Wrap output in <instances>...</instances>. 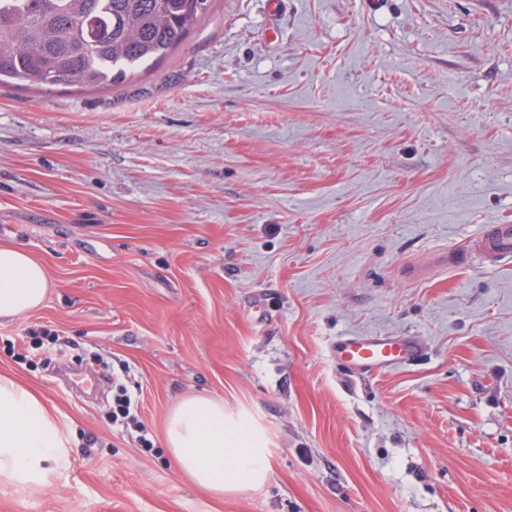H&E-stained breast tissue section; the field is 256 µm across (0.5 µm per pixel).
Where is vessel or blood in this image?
<instances>
[{"label": "vessel or blood", "mask_w": 512, "mask_h": 512, "mask_svg": "<svg viewBox=\"0 0 512 512\" xmlns=\"http://www.w3.org/2000/svg\"><path fill=\"white\" fill-rule=\"evenodd\" d=\"M466 251L478 255L490 267L512 259V223L487 225L468 241ZM421 350L414 336H345L333 344L330 356L360 378L377 369L415 361Z\"/></svg>", "instance_id": "b4317fda"}]
</instances>
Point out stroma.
I'll return each instance as SVG.
<instances>
[{
	"label": "stroma",
	"mask_w": 512,
	"mask_h": 512,
	"mask_svg": "<svg viewBox=\"0 0 512 512\" xmlns=\"http://www.w3.org/2000/svg\"><path fill=\"white\" fill-rule=\"evenodd\" d=\"M101 88L0 86V246L51 288L0 374L70 426V465L0 512H512V0H209ZM423 355L347 389L341 336ZM152 447L113 421L119 387ZM202 394L265 433L224 496L165 448ZM465 254L478 255L487 266L495 267L512 257V224H488L478 235L471 238Z\"/></svg>",
	"instance_id": "1"
}]
</instances>
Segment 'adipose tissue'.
<instances>
[{"label":"adipose tissue","mask_w":512,"mask_h":512,"mask_svg":"<svg viewBox=\"0 0 512 512\" xmlns=\"http://www.w3.org/2000/svg\"><path fill=\"white\" fill-rule=\"evenodd\" d=\"M49 290L44 264L25 249L0 247V319L41 306ZM164 443L181 470L201 489L236 493L262 485L270 466L263 434L248 417L225 415L207 396L183 399L170 412ZM70 436L28 387L0 376V486L38 489L67 469Z\"/></svg>","instance_id":"1"}]
</instances>
